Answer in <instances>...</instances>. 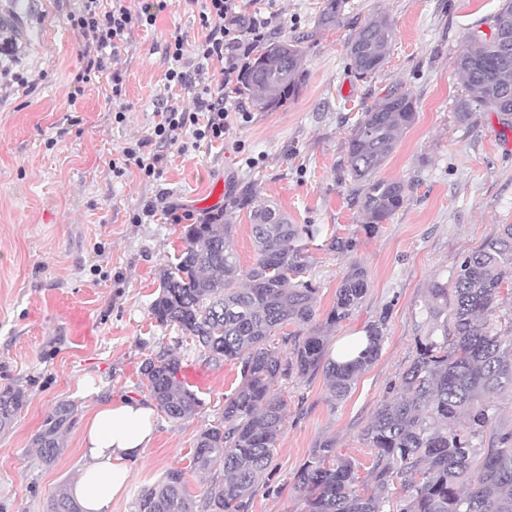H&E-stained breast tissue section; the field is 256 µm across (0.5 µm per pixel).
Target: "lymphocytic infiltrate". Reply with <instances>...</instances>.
Segmentation results:
<instances>
[{
    "label": "lymphocytic infiltrate",
    "mask_w": 512,
    "mask_h": 512,
    "mask_svg": "<svg viewBox=\"0 0 512 512\" xmlns=\"http://www.w3.org/2000/svg\"><path fill=\"white\" fill-rule=\"evenodd\" d=\"M250 2L255 9L245 16L238 10V0H182L185 8H199V24L206 34L203 41L191 47L180 37L167 43L168 95L158 102L151 133L131 141L121 158L113 160V177L125 176L133 166L145 177L160 176L167 160L161 145L176 142L184 131H191L198 142L223 139L227 130V90L240 71V61L249 57L273 22L272 17L258 10L259 0ZM169 5L170 0H145L135 9L128 0H83L80 14L72 20L86 48L83 71L105 76L109 101H120L123 95L122 72L108 68L109 56L118 55L133 28L154 26L159 13ZM176 88L193 91V108L178 104L172 94Z\"/></svg>",
    "instance_id": "1"
}]
</instances>
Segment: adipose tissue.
Listing matches in <instances>:
<instances>
[{"instance_id": "ef3b65f1", "label": "adipose tissue", "mask_w": 512, "mask_h": 512, "mask_svg": "<svg viewBox=\"0 0 512 512\" xmlns=\"http://www.w3.org/2000/svg\"><path fill=\"white\" fill-rule=\"evenodd\" d=\"M157 430V411L148 400L114 396L98 401L81 425L85 466L70 493L82 512H112L133 481V464L150 448Z\"/></svg>"}]
</instances>
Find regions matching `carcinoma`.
Wrapping results in <instances>:
<instances>
[{
    "instance_id": "obj_1",
    "label": "carcinoma",
    "mask_w": 512,
    "mask_h": 512,
    "mask_svg": "<svg viewBox=\"0 0 512 512\" xmlns=\"http://www.w3.org/2000/svg\"><path fill=\"white\" fill-rule=\"evenodd\" d=\"M347 0H324L317 25L338 26ZM487 39L469 31L456 75L469 93L456 108L471 123L478 108L498 114L512 128V0L492 17ZM395 34L387 14L376 13L355 27L346 44L351 70L360 78L379 71ZM301 41L274 40L243 69L235 94L258 112L288 108L307 78ZM418 103L408 90L393 91L367 109L348 138L340 167L353 181L363 223L375 229L399 211L411 185L379 176L399 135L417 120ZM255 259L243 268L231 246L232 225L224 220L190 224L175 262L160 272L151 313L162 326L177 327L207 358L240 367L241 384L224 398L222 421L202 431L192 454L195 470H221L202 500L186 490L173 470L142 491L135 512H244L257 481L271 471L288 411L275 384L294 374L323 372L332 397L344 399L381 351L384 323L373 325L368 350L340 364L326 358L316 327L318 288L304 279L314 224H292L273 205L249 211ZM512 285V224H502L452 267L449 278L429 287L427 315L432 333L392 387L396 397L379 405L362 439L373 450L367 479L358 464L336 454L331 443L313 449L295 477L305 512H512V432L500 448L484 441L492 399L512 390V339H502L498 312L503 286ZM369 288L367 271L354 263L336 289L325 324L336 325L358 308ZM311 328L307 336L280 331ZM293 341L290 356L267 347L271 337ZM179 360L160 351L145 361L141 375L158 409L172 421L191 417L197 394L179 381ZM25 401L13 387L0 390V430ZM75 404L62 401L44 418L34 437L41 460L51 465L63 454L62 432L74 422ZM362 488H357V484ZM49 512H81L67 488L50 498Z\"/></svg>"
}]
</instances>
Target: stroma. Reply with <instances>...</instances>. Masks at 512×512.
<instances>
[{"label": "stroma", "mask_w": 512, "mask_h": 512, "mask_svg": "<svg viewBox=\"0 0 512 512\" xmlns=\"http://www.w3.org/2000/svg\"><path fill=\"white\" fill-rule=\"evenodd\" d=\"M322 3L272 0L279 25L268 38L308 37L300 96L268 113L230 96L223 141L181 135L165 146L167 162L154 180L134 166L113 178L110 163L129 141L150 132L166 94V44L177 36L190 44L203 39L197 12L172 6L155 27L132 30L115 63L124 77L123 123L113 119L101 77L85 84L73 123L68 94L84 43L69 17L81 0H0V32L16 38L14 53L0 57V387L26 395L12 425L0 430V512H47L50 496L79 474L78 425L68 428L65 450L50 466L32 440L58 402L88 411L93 400L79 392L80 379L98 378L104 397L148 398L141 367L164 348L181 366L203 372V384L194 387L201 405L181 422L159 416L152 448L133 465L134 493L112 512H134L135 493L173 469L182 471L191 496L209 485L210 476L190 465L192 450L200 432L220 421L240 369L207 361L176 327L157 323L150 306L161 269L181 250L184 227L131 218L149 202H176L202 216L217 182L242 266L252 264L255 250L248 213L232 200L249 185L254 204L276 203L292 223L318 225L324 237L355 239L346 255L312 252L318 322H325L351 263L368 273L366 296L350 319L327 331L328 345L384 325L378 359L344 400L331 398L320 373L278 382L288 402L283 433L273 471L259 479L245 512H305L295 475L323 441L359 462L358 475L366 477L371 450L361 433L379 404L394 399L391 384L433 328L426 314L430 282L447 278L461 255L499 225L512 224V129L492 112H478L470 125L455 115L465 94L456 76L462 36L489 32L502 0H348L344 22L320 30ZM379 12L393 18L395 36L382 69L359 80L347 68L346 42L356 25ZM397 86L418 99V118L380 174L413 188L404 206L368 233L340 163L362 113ZM78 310L90 329L80 342L69 326Z\"/></svg>", "instance_id": "35a3bbf8"}]
</instances>
